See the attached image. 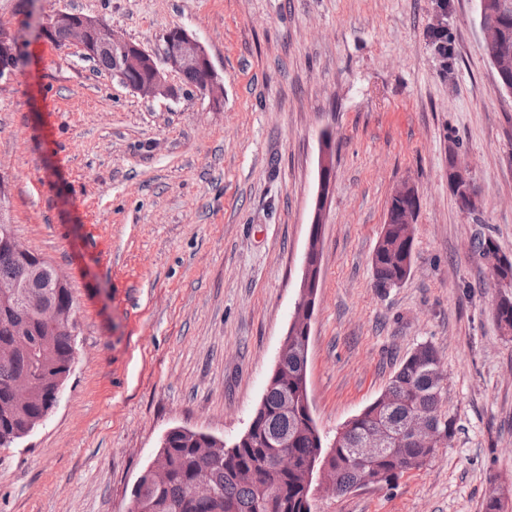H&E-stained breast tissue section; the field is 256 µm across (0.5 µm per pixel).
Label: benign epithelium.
<instances>
[{"label": "benign epithelium", "instance_id": "1", "mask_svg": "<svg viewBox=\"0 0 512 512\" xmlns=\"http://www.w3.org/2000/svg\"><path fill=\"white\" fill-rule=\"evenodd\" d=\"M480 34L483 44H495L501 37L506 24L512 22L501 10L499 3L479 0ZM448 29V0H434L429 32ZM42 35L48 40L59 32L64 33L65 41L80 48L86 57L112 54V81L144 97L175 98L177 89L164 77L163 66L185 74L199 72L204 82L196 91L212 100L222 95L224 85L210 60L203 44L187 30L180 28L176 35L165 34L163 47L159 52L148 51L141 45L112 31L99 19L72 12L60 11L46 19L41 27ZM18 57V42L15 37L0 34V81L9 80L14 74V61ZM495 69V85L500 93L512 95V56L498 53L492 58ZM336 146L332 138L324 136L320 142L318 159V183L311 214L310 231L303 256V274L299 286V297L295 312L282 341V348L288 347V339L297 333L306 336L311 333V322L316 305L320 281L319 257L322 252V228L325 221L328 201L333 188V163ZM451 180L456 189V202L463 211L478 205V195L474 192V180L470 168L460 156H455L450 168ZM393 197L402 205L387 215L388 224L415 223L419 208V195L414 186L403 183L397 187ZM403 435L407 441L422 448H433L438 444L440 433L434 425L421 416H412ZM381 447L366 440L361 447L354 449L357 464L365 468L379 454Z\"/></svg>", "mask_w": 512, "mask_h": 512}]
</instances>
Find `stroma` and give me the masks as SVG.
<instances>
[{"instance_id":"obj_1","label":"stroma","mask_w":512,"mask_h":512,"mask_svg":"<svg viewBox=\"0 0 512 512\" xmlns=\"http://www.w3.org/2000/svg\"><path fill=\"white\" fill-rule=\"evenodd\" d=\"M58 11L102 19L146 49L179 26L224 84L178 99L112 82L43 39ZM433 0H0L28 56L0 82V221L66 276L76 355L46 422L0 448V512H127L174 427L233 442L259 407L294 313L317 188L334 184L308 344L312 413L329 437L432 344L445 369L447 447L393 486L312 512H483L512 489V334L470 251L512 257V97L494 87L478 0H450V75L427 41ZM481 212L448 188V141ZM418 190L412 271L373 286L371 256L402 183Z\"/></svg>"}]
</instances>
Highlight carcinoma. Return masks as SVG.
I'll return each instance as SVG.
<instances>
[{"label":"carcinoma","mask_w":512,"mask_h":512,"mask_svg":"<svg viewBox=\"0 0 512 512\" xmlns=\"http://www.w3.org/2000/svg\"><path fill=\"white\" fill-rule=\"evenodd\" d=\"M407 240L394 224L384 225V235L372 258L373 286L386 291L396 281L407 278L411 268L403 266ZM476 258L499 253L496 240L481 234L472 241ZM48 262L36 254L21 258L0 245V348L11 347L0 355V447L6 448L41 425L57 404L62 387L74 363V335L77 328L75 303L67 285L52 284L38 273ZM51 304L57 320L45 324L35 300ZM497 323L512 328V297L500 296L494 302ZM300 337L288 344V376L266 388L262 408L254 414L255 433L241 448L227 456L224 449L211 452L214 460L201 467L192 433L175 431L159 453L160 467L168 480L158 484L145 477L133 487L128 512H301L306 497L305 463L316 448L315 437L303 414L300 399L304 390L301 371L307 367V354L300 348ZM29 378L21 391L16 381ZM443 364L431 344H423L400 364L385 390V399L369 404L363 416H354L336 434L334 455H320L319 464L328 466L327 479L345 493L364 473L385 475L390 486L407 471L420 469L436 450L410 447L394 442L381 456L360 470L350 459L367 435L386 424L398 429L408 415L418 413L437 425L444 443L456 432V420L442 410ZM288 453V464L279 469L268 465L272 455ZM205 474L212 497H196L194 485ZM483 512H505L504 493L490 487Z\"/></svg>","instance_id":"1"}]
</instances>
